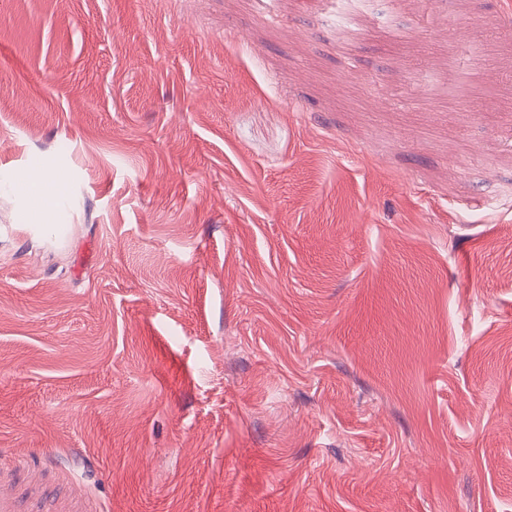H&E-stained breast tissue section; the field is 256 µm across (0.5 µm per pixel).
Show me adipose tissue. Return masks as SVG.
I'll use <instances>...</instances> for the list:
<instances>
[{
	"instance_id": "1",
	"label": "adipose tissue",
	"mask_w": 512,
	"mask_h": 512,
	"mask_svg": "<svg viewBox=\"0 0 512 512\" xmlns=\"http://www.w3.org/2000/svg\"><path fill=\"white\" fill-rule=\"evenodd\" d=\"M53 176L40 170H32L23 176L0 174V192H12L26 201L27 213L34 215L37 226L48 229L55 213L65 200L53 191Z\"/></svg>"
}]
</instances>
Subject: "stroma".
<instances>
[{"label":"stroma","mask_w":512,"mask_h":512,"mask_svg":"<svg viewBox=\"0 0 512 512\" xmlns=\"http://www.w3.org/2000/svg\"><path fill=\"white\" fill-rule=\"evenodd\" d=\"M0 0L6 512H512V0ZM411 31L392 42L386 29ZM490 42L495 109L415 93ZM366 17V4L354 5L343 16L337 30V43L344 51H349L364 35L363 22ZM59 180L41 170H31L22 177L0 173V192H12L23 197L27 204L26 212L35 216L32 224L49 231L55 213L66 202L61 195L53 193L52 183Z\"/></svg>","instance_id":"stroma-1"}]
</instances>
